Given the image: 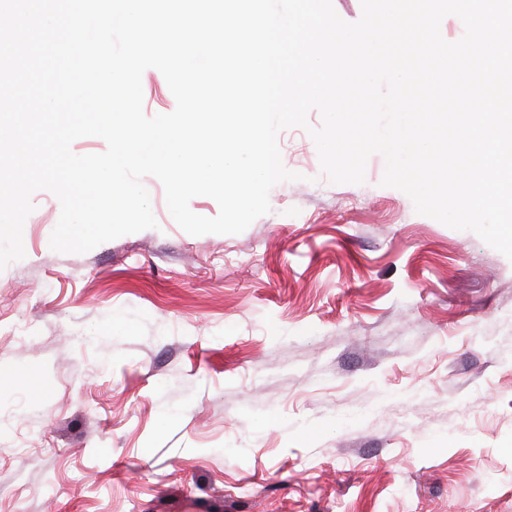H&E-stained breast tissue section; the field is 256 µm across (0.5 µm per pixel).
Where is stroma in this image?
Returning <instances> with one entry per match:
<instances>
[{
  "label": "stroma",
  "mask_w": 512,
  "mask_h": 512,
  "mask_svg": "<svg viewBox=\"0 0 512 512\" xmlns=\"http://www.w3.org/2000/svg\"><path fill=\"white\" fill-rule=\"evenodd\" d=\"M280 132L271 211L0 271V512H512V261ZM40 388L32 390L28 376Z\"/></svg>",
  "instance_id": "obj_1"
}]
</instances>
